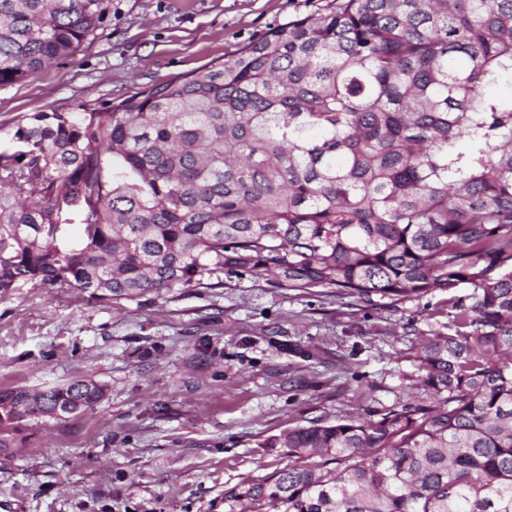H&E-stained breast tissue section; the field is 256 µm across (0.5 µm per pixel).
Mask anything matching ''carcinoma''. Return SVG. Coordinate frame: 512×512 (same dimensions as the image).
<instances>
[{"mask_svg": "<svg viewBox=\"0 0 512 512\" xmlns=\"http://www.w3.org/2000/svg\"><path fill=\"white\" fill-rule=\"evenodd\" d=\"M107 8L0 0V87L73 57ZM504 81L512 0H333L105 108L24 115L0 151V298L117 302L243 273L362 302L446 292L414 400L288 429L265 447L295 463L224 500L512 512V95L486 92ZM105 391L0 390V448Z\"/></svg>", "mask_w": 512, "mask_h": 512, "instance_id": "carcinoma-1", "label": "carcinoma"}]
</instances>
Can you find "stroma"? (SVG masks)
<instances>
[{"mask_svg": "<svg viewBox=\"0 0 512 512\" xmlns=\"http://www.w3.org/2000/svg\"><path fill=\"white\" fill-rule=\"evenodd\" d=\"M331 0H108L76 55L0 88V148L32 112H78L230 54ZM448 296L355 304L244 275L112 305L68 288L0 299V390L80 377L92 411L30 421L0 451V512H225L224 492L285 467L267 439L416 393V347Z\"/></svg>", "mask_w": 512, "mask_h": 512, "instance_id": "stroma-1", "label": "stroma"}]
</instances>
